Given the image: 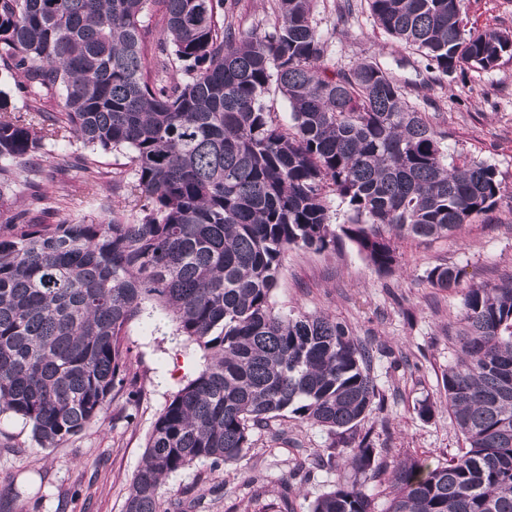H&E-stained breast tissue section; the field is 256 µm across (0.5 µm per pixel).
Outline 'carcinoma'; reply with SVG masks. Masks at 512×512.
I'll list each match as a JSON object with an SVG mask.
<instances>
[{
    "label": "carcinoma",
    "mask_w": 512,
    "mask_h": 512,
    "mask_svg": "<svg viewBox=\"0 0 512 512\" xmlns=\"http://www.w3.org/2000/svg\"><path fill=\"white\" fill-rule=\"evenodd\" d=\"M470 0H367L375 25L450 76L512 60V32L467 27ZM156 4L163 31L142 39ZM262 35L235 23V0H0V65L23 111L0 90V414L56 448L101 420L129 376L130 323L163 314L204 362L167 401L129 487L125 512H162L169 477L237 464L254 429L291 416L344 433L379 396L371 356L325 315L279 314L271 302L282 254L354 243L382 273L395 243L455 232L497 203L496 168L449 158L432 118L376 61L329 77L313 0H276ZM187 79L181 80L177 72ZM276 84L282 127L263 102ZM94 150L129 149L133 181L97 161L82 181L140 203L131 221L60 220L70 193L45 183L46 145L68 136ZM347 206L333 229L328 194ZM450 290L459 272L435 266ZM458 356L442 377L466 447L444 463L407 457L390 473L387 512H512V282L463 299ZM353 476L377 471L361 438L339 453ZM309 512H375L347 478Z\"/></svg>",
    "instance_id": "cac0c4a2"
}]
</instances>
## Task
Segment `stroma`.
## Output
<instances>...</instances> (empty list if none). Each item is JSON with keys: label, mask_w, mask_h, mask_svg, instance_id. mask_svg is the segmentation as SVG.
I'll use <instances>...</instances> for the list:
<instances>
[{"label": "stroma", "mask_w": 512, "mask_h": 512, "mask_svg": "<svg viewBox=\"0 0 512 512\" xmlns=\"http://www.w3.org/2000/svg\"><path fill=\"white\" fill-rule=\"evenodd\" d=\"M355 2V13L344 25L338 0H315L313 24L331 43L326 71L347 70L365 59L385 64L408 89L409 102L435 115L448 135L450 154L495 165L504 194L492 210L447 238L397 241L398 265L391 273L378 272L347 240L321 252L302 246L285 252L271 298L275 310L323 313L346 323L373 350L371 374L382 400L346 434L279 418L253 431L239 464L214 472L196 466L170 477L164 499L191 492L201 501L198 512H277L281 488L297 463L365 435L372 439L379 466L365 490L376 512H386L388 478L397 461L414 456L441 463L464 446L442 389V375L457 358L448 325L460 316L469 288L512 281V61L450 78L428 71L416 51L399 47L376 28L366 0ZM467 21L479 29L512 30V0H471ZM423 81L430 87L420 98L412 89ZM88 155L116 178L131 179V154L125 149L94 151L71 137L47 145L44 158L64 168L74 216L93 219L103 193L70 169ZM437 265L460 271L458 288L441 290L428 283L426 273ZM175 329L165 316L129 325L125 345L132 392L117 393L102 422L58 447L41 449L21 418L0 415V512H124L155 419L202 361L201 350ZM425 402L434 405L428 418L418 413ZM256 475L262 485L252 484Z\"/></svg>", "instance_id": "35a3bbf8"}]
</instances>
